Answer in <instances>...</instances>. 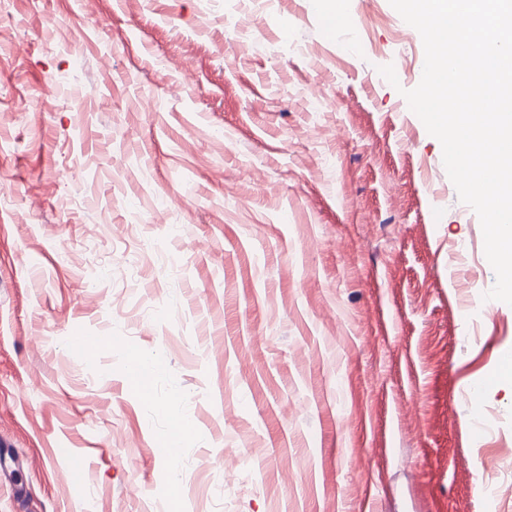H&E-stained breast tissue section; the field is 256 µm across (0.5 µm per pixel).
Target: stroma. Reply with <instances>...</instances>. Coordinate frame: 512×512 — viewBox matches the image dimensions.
Masks as SVG:
<instances>
[{"label": "stroma", "instance_id": "1", "mask_svg": "<svg viewBox=\"0 0 512 512\" xmlns=\"http://www.w3.org/2000/svg\"><path fill=\"white\" fill-rule=\"evenodd\" d=\"M0 11V512H512V306L389 0ZM155 365L138 354H132L128 370L129 387L141 396L151 393Z\"/></svg>", "mask_w": 512, "mask_h": 512}]
</instances>
